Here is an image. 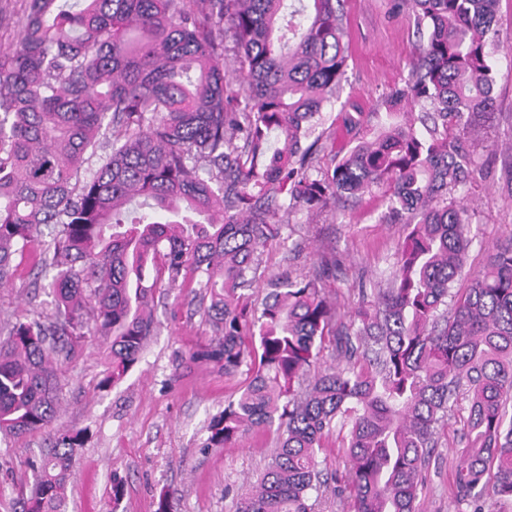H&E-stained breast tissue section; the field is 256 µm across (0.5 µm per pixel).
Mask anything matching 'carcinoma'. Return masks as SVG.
Returning a JSON list of instances; mask_svg holds the SVG:
<instances>
[{
    "label": "carcinoma",
    "instance_id": "cac0c4a2",
    "mask_svg": "<svg viewBox=\"0 0 512 512\" xmlns=\"http://www.w3.org/2000/svg\"><path fill=\"white\" fill-rule=\"evenodd\" d=\"M498 2L395 0L426 34L387 106L420 107L423 130L395 121L366 137L362 113L346 112L354 146L323 169L307 140L347 66L345 0H27L0 52V286L45 235L54 311L0 326V433L51 424L61 359L89 336L112 366L101 387L121 381L165 282L203 304L209 336L189 360L238 380L207 446L278 435L236 512H312L333 436L347 461L336 495L353 512H418L422 471L460 409L456 502L512 503V244L453 289L473 242L459 195L493 110ZM376 187L409 232L355 314L342 319L325 288L334 256L300 279L262 270L290 209ZM79 442L54 438L23 512H59Z\"/></svg>",
    "mask_w": 512,
    "mask_h": 512
}]
</instances>
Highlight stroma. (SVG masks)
<instances>
[{
    "mask_svg": "<svg viewBox=\"0 0 512 512\" xmlns=\"http://www.w3.org/2000/svg\"><path fill=\"white\" fill-rule=\"evenodd\" d=\"M346 10L348 67L337 100L324 107L317 127L325 166L332 147L346 140L341 113L356 106L386 122L384 101L403 87L417 40L413 15L395 10L391 0H347ZM497 20L496 103L477 151L479 172L465 192L474 236L467 267L474 271L486 266L497 247L512 243V182L504 172L505 149L512 145V0H500ZM387 206V197L377 190L320 214L293 212L289 247L268 244L266 264L298 276L321 257L336 256L342 273L327 286L336 292L339 313L349 314L359 304L352 281L371 283L407 234L406 225L386 223ZM39 257L35 245L25 253L14 283L0 288V311L18 316L51 311L47 290L28 286ZM156 319L140 361L116 386L100 388L108 366L99 340L88 339L61 366V405L49 430L0 436V512H20L50 435L76 432L82 443L61 512H155L162 492L173 512H235L240 494L264 470L275 439L250 434L232 448L207 447V426L237 384L204 363L179 366L181 355L203 343L207 332L201 316L191 315L182 290L166 289ZM458 442L456 425H449L422 474L420 512H458L448 492ZM117 476L125 493L116 505L112 480Z\"/></svg>",
    "mask_w": 512,
    "mask_h": 512,
    "instance_id": "1",
    "label": "stroma"
}]
</instances>
